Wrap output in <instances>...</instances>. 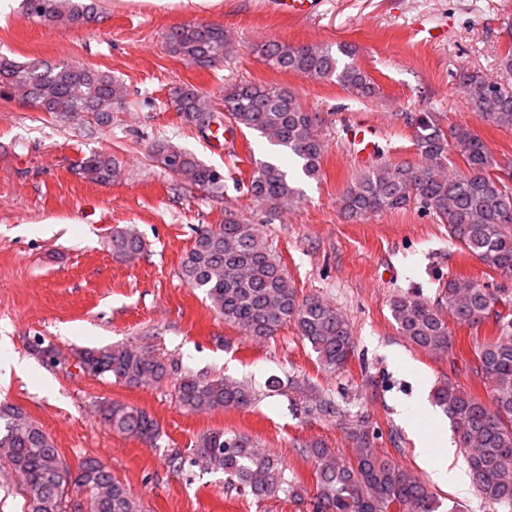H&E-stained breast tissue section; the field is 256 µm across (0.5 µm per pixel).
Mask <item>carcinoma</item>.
<instances>
[{
	"instance_id": "1",
	"label": "carcinoma",
	"mask_w": 512,
	"mask_h": 512,
	"mask_svg": "<svg viewBox=\"0 0 512 512\" xmlns=\"http://www.w3.org/2000/svg\"><path fill=\"white\" fill-rule=\"evenodd\" d=\"M29 16L71 28L97 20L94 0H23ZM170 54L206 67L224 59L228 41L216 25H185L164 36ZM270 67L318 82L334 81L357 98H369L376 83L359 66L341 62L351 57L347 44L332 48L269 41L253 47ZM456 89L468 102L475 120L485 126L512 130V87L479 71L461 69ZM60 118L92 112L107 121L127 96L123 83L108 72L76 64L19 63L0 56V99L15 95ZM224 108L214 107L194 87L178 90L175 107L182 120L198 128L227 120L257 132L270 144L294 156L301 173L320 176L325 144L318 112L306 110L296 93L266 83L240 81L224 89ZM414 128L421 155L418 165L381 162L366 168L340 198L342 213L351 219L413 204L448 225V238L483 265L512 278V162L501 165L490 154L469 122L443 129L432 112L403 113ZM153 156L165 170L204 190H218L224 175L165 139L153 145ZM79 174L97 183L117 177L111 155L94 153L79 164ZM247 193L268 213L289 209L300 190L282 165L264 161L249 179ZM145 248L132 229L112 234V253L133 261ZM185 283L204 290L210 307L224 322L255 341L272 338L294 324L328 371L345 367L353 353L352 330L346 318L318 296L299 297L266 238L255 224L228 213L224 223L195 231L181 262ZM501 305L509 309L502 314ZM400 335L423 351L450 355L455 339L449 322L471 328L495 317L496 335L473 340L475 372L487 382L486 402L448 379L432 393L439 407L460 431L469 475L480 495L493 504L512 507V299L465 278L440 285L437 302L398 296L390 304ZM80 367L95 377H109L130 387L156 385L175 371V363L130 347L86 349ZM178 406L188 412L244 409L254 401L252 389L227 378L183 377L175 389ZM100 417L114 432L155 442L160 429L145 411L121 402L99 407ZM0 461L7 464L24 491L27 512H69L70 494L82 488L90 512H142L133 496L100 460L89 458L77 471L62 458L53 439L19 407L0 404ZM348 460L336 458L323 444L308 453L313 472L314 512H386L396 505L405 512H439L442 503L412 473L371 448L362 430ZM195 461L264 500L283 493L302 498L305 488L288 479L277 456L267 454L246 433L222 430L203 435Z\"/></svg>"
}]
</instances>
